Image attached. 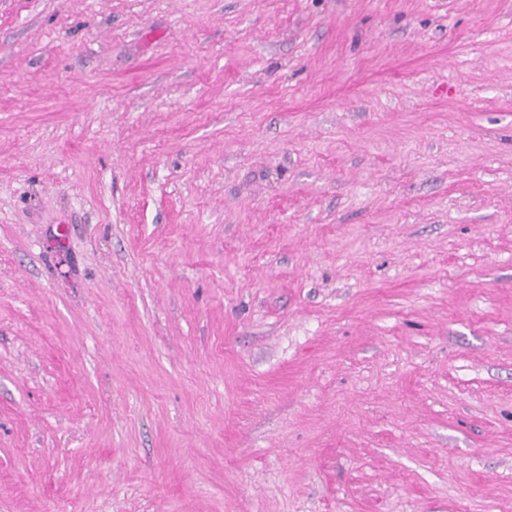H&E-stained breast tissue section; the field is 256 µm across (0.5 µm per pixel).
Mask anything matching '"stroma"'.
I'll use <instances>...</instances> for the list:
<instances>
[{"mask_svg":"<svg viewBox=\"0 0 512 512\" xmlns=\"http://www.w3.org/2000/svg\"><path fill=\"white\" fill-rule=\"evenodd\" d=\"M0 512H512V0H0Z\"/></svg>","mask_w":512,"mask_h":512,"instance_id":"1","label":"stroma"}]
</instances>
